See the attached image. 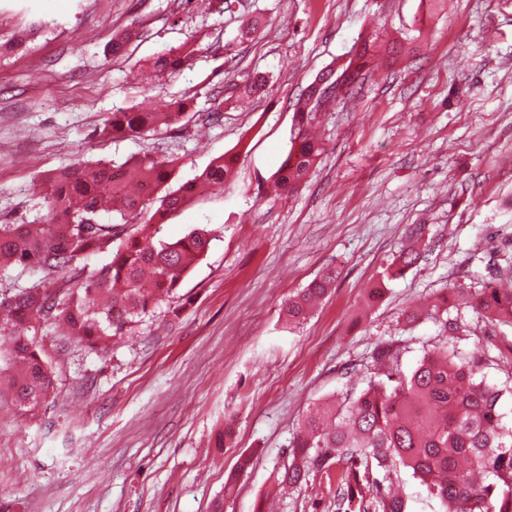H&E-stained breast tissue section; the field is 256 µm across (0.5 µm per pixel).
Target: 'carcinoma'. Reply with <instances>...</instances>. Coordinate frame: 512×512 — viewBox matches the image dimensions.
<instances>
[{
  "mask_svg": "<svg viewBox=\"0 0 512 512\" xmlns=\"http://www.w3.org/2000/svg\"><path fill=\"white\" fill-rule=\"evenodd\" d=\"M403 52L397 40H382L376 32L359 37L351 59L338 69L346 92L380 59L395 61ZM193 54L183 48L166 49L154 58L152 69L175 72L188 65ZM312 94L307 90L305 107L296 113L291 147L275 174V184L284 192L298 188L325 152V145L309 132L316 109ZM185 119L193 115L183 100L170 102L159 112L119 110L104 120L100 135L140 137ZM235 163L236 157L226 152L193 180L175 187L177 159L148 154L122 163L97 160L33 181L43 199L41 220L0 224V266L13 264L48 274L66 271L74 286L61 292L34 284L0 298V311H7L10 325L8 348L0 353V360H5L0 387L12 390L20 410L48 403L55 387L48 354L32 335L36 325L61 322L70 335L97 348L174 293L207 253L211 231L198 226L175 241L154 242L138 235V226L164 223L196 198L200 186L223 184ZM118 204L120 222L102 223ZM117 240L111 261L85 274L83 261L112 250ZM420 257L419 245L407 247L398 255L395 273L402 274ZM395 273L388 271L384 277ZM337 274L328 268L288 298V325L306 319ZM449 302L447 295L438 298L434 310L445 329L457 331V319L447 317ZM461 306L495 327L512 328V280L489 278L481 292ZM373 361L377 371L366 388L339 403L326 401L307 416L280 482L298 488L313 472H334L336 512H366L369 498L382 512H409L392 482V475L405 468L426 486L440 512H512V432L502 426L503 390L478 378L482 356L461 358L443 347L424 353L405 373L398 355L378 343Z\"/></svg>",
  "mask_w": 512,
  "mask_h": 512,
  "instance_id": "cac0c4a2",
  "label": "carcinoma"
}]
</instances>
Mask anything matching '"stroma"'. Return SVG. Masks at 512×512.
<instances>
[{"label": "stroma", "mask_w": 512, "mask_h": 512, "mask_svg": "<svg viewBox=\"0 0 512 512\" xmlns=\"http://www.w3.org/2000/svg\"><path fill=\"white\" fill-rule=\"evenodd\" d=\"M375 30L416 38L418 53L318 110L325 154L297 190L271 194L308 86ZM183 43L190 66L151 75ZM259 73L265 90L239 98ZM185 98L189 123L96 134L115 110ZM227 151L223 188L153 228L212 232L176 294L104 351L41 323L55 397L27 413L0 394V512H334L323 473L288 493L277 479L308 412L365 387L376 343L406 372L434 345L466 357L489 336L512 344L467 308L456 332L402 319L445 289L474 295L491 269L512 277V0H0V223L37 221L38 175L150 154L178 158L183 182ZM415 233L422 261L384 279ZM328 267L327 296L288 328V297Z\"/></svg>", "instance_id": "1"}]
</instances>
